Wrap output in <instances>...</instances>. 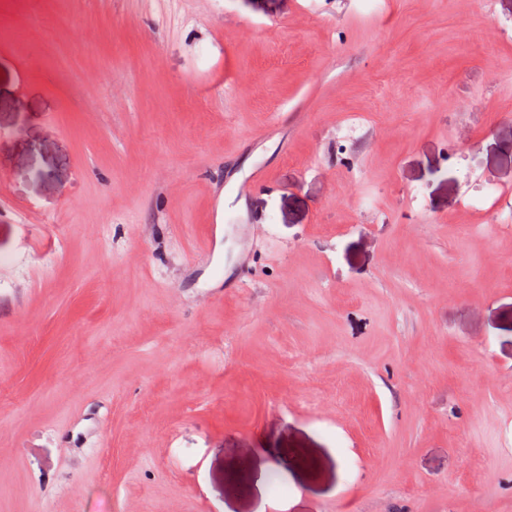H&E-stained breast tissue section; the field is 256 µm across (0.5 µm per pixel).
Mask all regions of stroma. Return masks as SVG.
Instances as JSON below:
<instances>
[{
    "instance_id": "obj_1",
    "label": "stroma",
    "mask_w": 512,
    "mask_h": 512,
    "mask_svg": "<svg viewBox=\"0 0 512 512\" xmlns=\"http://www.w3.org/2000/svg\"><path fill=\"white\" fill-rule=\"evenodd\" d=\"M2 30L0 512H512V0Z\"/></svg>"
}]
</instances>
